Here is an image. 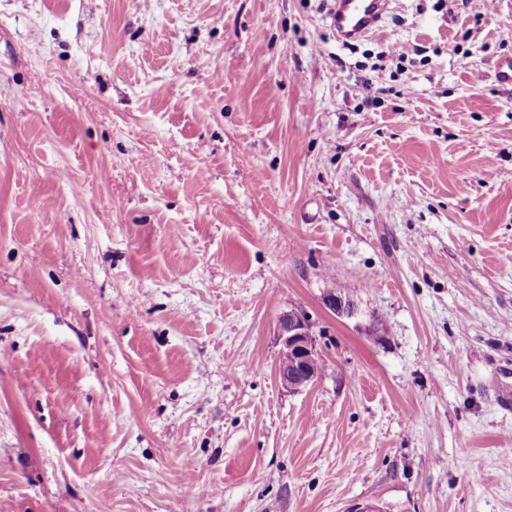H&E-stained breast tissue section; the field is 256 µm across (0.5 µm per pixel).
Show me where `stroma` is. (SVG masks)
I'll return each mask as SVG.
<instances>
[{
    "label": "stroma",
    "instance_id": "obj_1",
    "mask_svg": "<svg viewBox=\"0 0 512 512\" xmlns=\"http://www.w3.org/2000/svg\"><path fill=\"white\" fill-rule=\"evenodd\" d=\"M328 10L0 0V512H512V0ZM330 19L337 37L357 40L375 31L389 10L391 0H333ZM336 291L344 292L337 288L335 291H329L325 296L326 305L337 315L352 317L357 312V304L348 295L338 294ZM277 336L281 345L278 364L281 384L290 390L311 385L319 376L310 366L320 355L308 316L298 311L282 314L277 324Z\"/></svg>",
    "mask_w": 512,
    "mask_h": 512
}]
</instances>
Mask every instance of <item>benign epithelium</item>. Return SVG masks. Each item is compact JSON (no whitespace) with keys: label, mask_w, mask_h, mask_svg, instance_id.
Returning <instances> with one entry per match:
<instances>
[{"label":"benign epithelium","mask_w":512,"mask_h":512,"mask_svg":"<svg viewBox=\"0 0 512 512\" xmlns=\"http://www.w3.org/2000/svg\"><path fill=\"white\" fill-rule=\"evenodd\" d=\"M326 305L337 315L351 317L357 312V304L349 296L330 291L325 296ZM280 348L278 376L281 384L290 390L311 385L318 375L310 369L319 357L312 332V323L302 312L282 314L277 324Z\"/></svg>","instance_id":"1"}]
</instances>
